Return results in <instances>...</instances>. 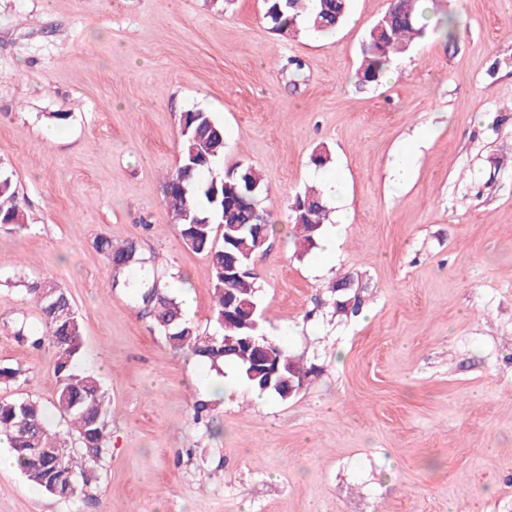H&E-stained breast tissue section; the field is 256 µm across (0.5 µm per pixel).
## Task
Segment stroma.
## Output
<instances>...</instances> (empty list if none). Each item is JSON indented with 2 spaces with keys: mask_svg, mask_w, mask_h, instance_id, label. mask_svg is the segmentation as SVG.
Masks as SVG:
<instances>
[{
  "mask_svg": "<svg viewBox=\"0 0 512 512\" xmlns=\"http://www.w3.org/2000/svg\"><path fill=\"white\" fill-rule=\"evenodd\" d=\"M389 3L351 0L355 24L328 39L279 36L263 0H0V171L28 215L0 226V364L22 371L0 399L38 400L68 429L54 348L16 334L41 325L23 287L37 279L66 290L79 366L110 397L84 494L0 470V512H512V0H425L428 24L461 17L454 39L417 40L363 86L361 46ZM194 109L224 125L217 171L255 166L269 189L261 328L316 368L286 400L255 404L234 368L172 348L94 246L135 242L213 332L210 263L163 194ZM323 147L348 184L328 265L295 243L289 209ZM345 276L364 299L354 318L334 309Z\"/></svg>",
  "mask_w": 512,
  "mask_h": 512,
  "instance_id": "obj_1",
  "label": "stroma"
}]
</instances>
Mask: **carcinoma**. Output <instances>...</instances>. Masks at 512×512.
Listing matches in <instances>:
<instances>
[{
  "mask_svg": "<svg viewBox=\"0 0 512 512\" xmlns=\"http://www.w3.org/2000/svg\"><path fill=\"white\" fill-rule=\"evenodd\" d=\"M422 0H395L392 25L388 33L378 37L368 32L362 47V59L356 71L357 82L377 85L384 80L391 60L406 53L413 41L426 28L422 23ZM350 0H270L265 4L264 19L282 36H293L302 24L313 31L326 33L339 27L349 14ZM180 159L177 168L168 174L164 194L181 238L190 250L206 255L211 263L213 284V317L216 331L201 335L183 313L181 303L171 292L159 291L162 276L142 256L135 242L121 246L106 236L95 241L97 251L116 272H134L136 276L123 282L131 297L149 308V314L166 340L177 350H184L212 367L229 363L254 390L281 396L267 386L264 377L249 379L245 352L235 332L224 328L226 291L239 300L258 303V274L254 258L264 247L250 231V225H264L263 235L269 237L273 225L262 206L264 182L259 170L251 165L236 164L224 175L203 180L206 173L224 157V125L212 113L202 109L182 115ZM17 193L10 176L0 173V224L27 223L26 213L16 201ZM295 238L311 247L317 245L324 224L329 221L330 208L316 188L297 194L291 203ZM223 226V237L233 239L232 254L242 270L241 276L224 282V246L216 240V225ZM26 292L43 318L44 332L25 333L35 346L51 345L56 352L54 372L58 378L55 408L74 426L79 447L98 459L109 448V396L100 379L77 368L83 339L82 324L66 291L45 281L26 284ZM273 353L287 375L309 376L314 367L301 365L288 350L274 343ZM0 436L8 443L9 452L19 462L22 475L30 483L59 498H73L83 493L79 482H67L64 475L77 468L75 449L54 428L39 403L30 398L0 399ZM35 448H51L49 457L33 452Z\"/></svg>",
  "mask_w": 512,
  "mask_h": 512,
  "instance_id": "1",
  "label": "carcinoma"
}]
</instances>
